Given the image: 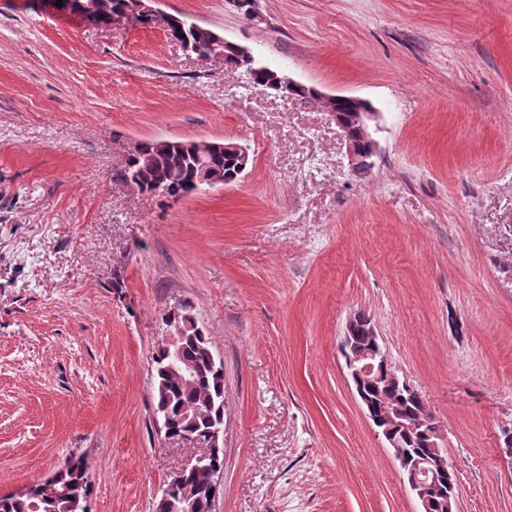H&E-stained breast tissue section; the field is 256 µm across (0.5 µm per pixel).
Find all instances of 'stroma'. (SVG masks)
I'll list each match as a JSON object with an SVG mask.
<instances>
[{
  "label": "stroma",
  "mask_w": 512,
  "mask_h": 512,
  "mask_svg": "<svg viewBox=\"0 0 512 512\" xmlns=\"http://www.w3.org/2000/svg\"><path fill=\"white\" fill-rule=\"evenodd\" d=\"M0 0V496L84 455L89 512H154L153 358L190 301L224 367L213 512H416L342 336L365 313L435 418L456 512H512V0H154L100 22ZM184 16L379 112L350 170L321 106L186 51ZM249 149L179 198L113 173L159 139Z\"/></svg>",
  "instance_id": "35a3bbf8"
}]
</instances>
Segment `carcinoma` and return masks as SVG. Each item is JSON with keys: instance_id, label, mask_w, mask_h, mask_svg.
<instances>
[{"instance_id": "carcinoma-1", "label": "carcinoma", "mask_w": 512, "mask_h": 512, "mask_svg": "<svg viewBox=\"0 0 512 512\" xmlns=\"http://www.w3.org/2000/svg\"><path fill=\"white\" fill-rule=\"evenodd\" d=\"M86 13L108 6L109 10H120L124 0H74ZM182 18H170L169 27L183 38L201 44L200 35L181 25ZM224 69L241 75L250 72L248 83L265 87L273 75L274 68L255 70L251 64H242L234 53L224 50ZM238 156L231 150L211 154L208 164H196L185 142L163 140L143 141L136 158L124 169L115 171V178L126 180L129 172L138 171L140 184H161L171 197L181 198L204 187V181L213 173L224 175L226 184L238 180L240 174ZM211 347L204 333L192 329L187 332L175 348H162L154 358V406L155 410L167 414L173 434H191L202 440L208 437L213 423L219 421V412L224 404V371L212 364ZM190 368L188 377L181 369ZM211 474L207 469H189L169 492L173 498L186 500L187 512H211L208 490ZM90 496L88 465L81 455L71 454L57 468L51 478L34 488L33 494L0 496V512H88Z\"/></svg>"}]
</instances>
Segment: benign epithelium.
Listing matches in <instances>:
<instances>
[{
    "label": "benign epithelium",
    "mask_w": 512,
    "mask_h": 512,
    "mask_svg": "<svg viewBox=\"0 0 512 512\" xmlns=\"http://www.w3.org/2000/svg\"><path fill=\"white\" fill-rule=\"evenodd\" d=\"M147 2L148 0H135L129 4L123 19L150 17L152 9ZM320 97L322 108L329 112L340 131L349 165L354 169L369 166L368 159L372 158L377 150L371 123L377 120L378 113L374 112L366 101L357 97L324 93L320 94ZM188 148L196 160L203 162L210 154L224 148V143L217 140H195L190 142ZM358 319L368 326V334L372 336L371 343L365 347L355 345L351 336L352 328ZM344 344L354 346L353 354L345 356V368L365 416L392 450L407 479L410 491L420 505V512H432L433 507L439 505L447 512H454L456 475L448 461L442 436L431 412L427 410L418 418L410 419L404 414L400 402L391 400L380 405L366 392L367 387L379 384L411 388L409 382L399 377L390 365L371 320L363 314L351 316L345 327ZM414 432L426 436L427 447L430 448L429 456L413 457L407 453L403 437ZM223 441L224 427L218 425L212 428L205 445L206 451L185 464V467L210 465L211 449L221 447Z\"/></svg>",
    "instance_id": "obj_1"
}]
</instances>
